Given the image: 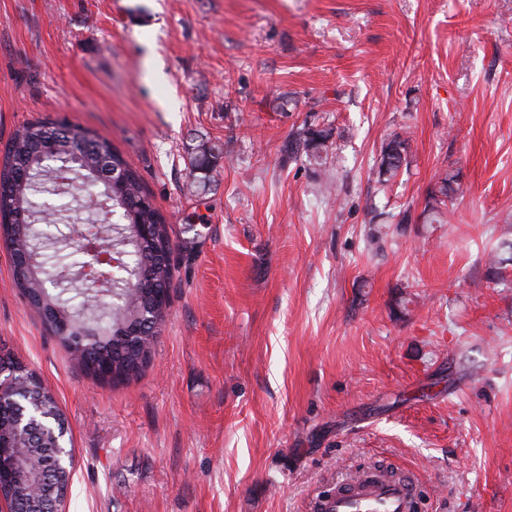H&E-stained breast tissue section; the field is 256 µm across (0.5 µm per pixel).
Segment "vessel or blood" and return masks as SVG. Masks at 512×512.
Returning <instances> with one entry per match:
<instances>
[{
	"label": "vessel or blood",
	"instance_id": "1",
	"mask_svg": "<svg viewBox=\"0 0 512 512\" xmlns=\"http://www.w3.org/2000/svg\"><path fill=\"white\" fill-rule=\"evenodd\" d=\"M316 512H414L415 484L405 478L362 480L319 498Z\"/></svg>",
	"mask_w": 512,
	"mask_h": 512
}]
</instances>
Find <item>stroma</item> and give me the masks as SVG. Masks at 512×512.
Returning <instances> with one entry per match:
<instances>
[{
  "mask_svg": "<svg viewBox=\"0 0 512 512\" xmlns=\"http://www.w3.org/2000/svg\"><path fill=\"white\" fill-rule=\"evenodd\" d=\"M40 115L108 137L178 246L149 363L115 385L0 247V349L65 414L66 512H315L380 465L413 474L416 512H512V261L489 265L512 239V0H0V148ZM312 116L323 177L281 153ZM205 141L226 155L200 195ZM449 172L456 205L424 223ZM54 201L57 239L106 221ZM408 142L409 137L400 133H393L387 138L382 146V154L380 166L378 171L379 181L388 183L391 179L395 178L399 172L408 165ZM393 145L392 150L394 153L388 154L387 168L385 173H381V168L385 163V150ZM223 154V147L216 144L203 142L197 146L195 155L191 157L188 178L192 185L201 191H205L213 181L215 160ZM198 170L199 172H195Z\"/></svg>",
  "mask_w": 512,
  "mask_h": 512,
  "instance_id": "1",
  "label": "stroma"
}]
</instances>
